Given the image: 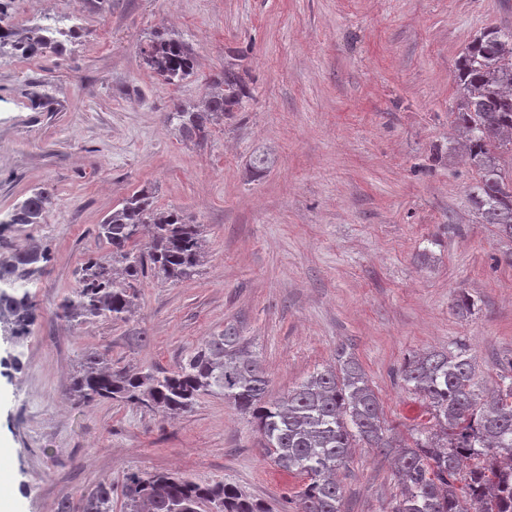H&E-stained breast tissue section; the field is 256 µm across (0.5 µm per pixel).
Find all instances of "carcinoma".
I'll return each mask as SVG.
<instances>
[{
	"mask_svg": "<svg viewBox=\"0 0 512 512\" xmlns=\"http://www.w3.org/2000/svg\"><path fill=\"white\" fill-rule=\"evenodd\" d=\"M44 27V34L20 39L26 57L62 53L65 38L78 34ZM144 64L169 84L190 76L195 58L186 43L156 29L141 47ZM460 98L455 122L473 167L480 173L470 198L485 223L512 238V174L498 155L512 153V34L484 30L458 62ZM249 97L233 67L215 80L200 106L177 103L168 123L179 135L199 138ZM50 194L38 189L17 203L4 225L38 224ZM107 251L87 258L75 285L58 307L68 322L125 321L136 309V288L145 276L174 284L199 273L204 258L203 225L176 209L162 211L142 188L97 225ZM48 253L38 247L0 258V323L12 325L21 343L34 320L29 286L42 276ZM403 385L427 401L433 425L399 448V495L391 512H512V368L500 376L497 393L483 397L476 364L466 351H432L407 360ZM71 391L84 401L111 400L170 416L189 411L200 395L217 393L249 416L264 452L282 470L307 482L291 497L292 512H343L337 479L353 448L385 452L387 437L378 398L353 353L336 349V366L317 370L279 398L268 396L262 355L231 325L194 347L172 371L113 368L99 354L80 364ZM127 512H271L264 502L230 482L198 484L171 473L132 472L124 481ZM82 512H112V485L98 483Z\"/></svg>",
	"mask_w": 512,
	"mask_h": 512,
	"instance_id": "cac0c4a2",
	"label": "carcinoma"
}]
</instances>
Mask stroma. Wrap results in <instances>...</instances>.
Returning <instances> with one entry per match:
<instances>
[{
    "mask_svg": "<svg viewBox=\"0 0 512 512\" xmlns=\"http://www.w3.org/2000/svg\"><path fill=\"white\" fill-rule=\"evenodd\" d=\"M78 23L64 54L22 58L0 46V218L32 189L41 223L0 232V253L34 242L50 261L30 291L36 320L20 370H0V466L12 512H78L99 481L125 512L128 473L230 481L279 508L305 482L263 456L249 416L220 395L168 419L70 393L84 355L169 370L204 337L237 325L262 355L272 395L354 353L387 428L431 426L400 377L408 357L465 348L484 393L512 364V239L470 201L479 174L454 132L457 64L484 29L512 32V0H84L37 22ZM183 39L196 71L177 85L144 64L159 25ZM242 57L251 96L205 138L166 121L199 103ZM57 109L37 106V90ZM152 189L158 207L202 225L199 273L144 279L126 322L57 319L96 226ZM468 294L470 313L454 300ZM344 512H390V458L356 448L339 476Z\"/></svg>",
    "mask_w": 512,
    "mask_h": 512,
    "instance_id": "1",
    "label": "stroma"
}]
</instances>
